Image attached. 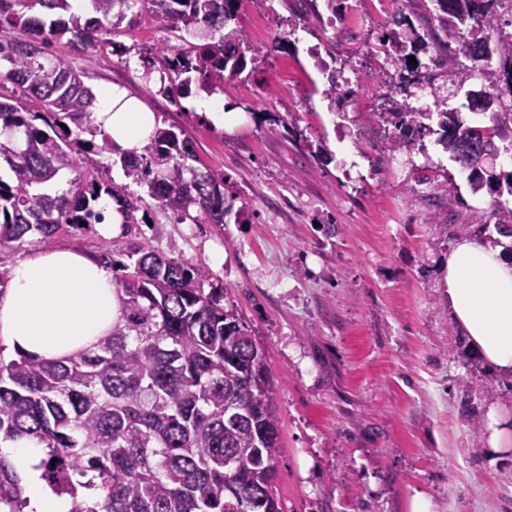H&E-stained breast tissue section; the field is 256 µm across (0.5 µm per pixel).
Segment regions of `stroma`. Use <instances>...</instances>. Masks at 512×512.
<instances>
[{
  "instance_id": "obj_1",
  "label": "stroma",
  "mask_w": 512,
  "mask_h": 512,
  "mask_svg": "<svg viewBox=\"0 0 512 512\" xmlns=\"http://www.w3.org/2000/svg\"><path fill=\"white\" fill-rule=\"evenodd\" d=\"M414 9L412 0H336L332 12L325 0H240L238 24L260 62L215 95L246 117L230 134L145 79L143 56L169 34L144 0L115 51L81 52L64 40L48 51L93 89L118 85L138 97L234 196L220 224L179 221L153 201L146 233L132 226L106 239L65 227L49 244L96 257L144 240L207 267L227 288L274 379L282 512H409L417 494L432 512H512V451L489 453L466 411L494 405L512 425V375L461 357L439 285L467 226L495 236L496 205L512 207V197L472 194L435 135L408 151L381 133L378 113L413 90L381 70L384 36ZM313 47L357 75L339 109ZM288 112L295 127L270 131L269 117ZM437 183L448 198L435 195Z\"/></svg>"
}]
</instances>
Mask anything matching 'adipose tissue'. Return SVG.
Listing matches in <instances>:
<instances>
[{
	"label": "adipose tissue",
	"mask_w": 512,
	"mask_h": 512,
	"mask_svg": "<svg viewBox=\"0 0 512 512\" xmlns=\"http://www.w3.org/2000/svg\"><path fill=\"white\" fill-rule=\"evenodd\" d=\"M94 114L117 152L141 153L156 116L128 91L107 86ZM442 289L452 317L481 361L512 373V262L499 249L460 238L442 265ZM111 276L90 255L65 247L38 250L14 267L0 293V339L12 350L55 361L94 349L121 320ZM19 475L33 512H69V500L42 481V453L19 440L0 447Z\"/></svg>",
	"instance_id": "1"
}]
</instances>
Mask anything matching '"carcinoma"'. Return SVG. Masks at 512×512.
<instances>
[{
  "mask_svg": "<svg viewBox=\"0 0 512 512\" xmlns=\"http://www.w3.org/2000/svg\"><path fill=\"white\" fill-rule=\"evenodd\" d=\"M139 0H93L96 15L72 10L70 0H0V248L46 240L63 225L86 230L104 219L96 208L106 196L139 223L142 196L107 181L77 177L62 194L46 185L61 171L100 166L111 149L94 125L95 93L85 74L46 58V48L67 38L75 49L104 50ZM150 17L179 44L155 48L144 76L159 73L160 91L211 95L224 90V74L247 69L244 31L232 26L239 0H148ZM424 16L417 53L441 59L443 83L463 79L461 59L504 62L512 95V35L490 50L483 39L464 41L452 57L448 44L462 28L493 22L494 0H434ZM40 6L68 18L45 22L30 14ZM416 27L405 19L387 33L386 53L410 75L420 64L405 52ZM500 95L486 107L489 127L467 123L459 112H430L406 103L379 115L399 131L398 147L410 150L425 133L439 135L456 162L469 171L471 192L512 197V173L479 166L512 145V104L501 112ZM101 143H96V137ZM127 178L180 221L222 224L232 207L224 181L194 165L197 155L182 133L159 128L138 156L119 157ZM129 262L105 249L100 263L119 266L113 284L122 321L95 349L64 360L32 354L4 356L0 346V444L27 439L42 448L41 479L71 499L70 512H281L274 493L279 433L273 415L272 380L264 354L248 334L227 290L208 270L156 252L145 243L126 251ZM20 479L0 455V512H25Z\"/></svg>",
  "mask_w": 512,
  "mask_h": 512,
  "instance_id": "cac0c4a2",
  "label": "carcinoma"
}]
</instances>
